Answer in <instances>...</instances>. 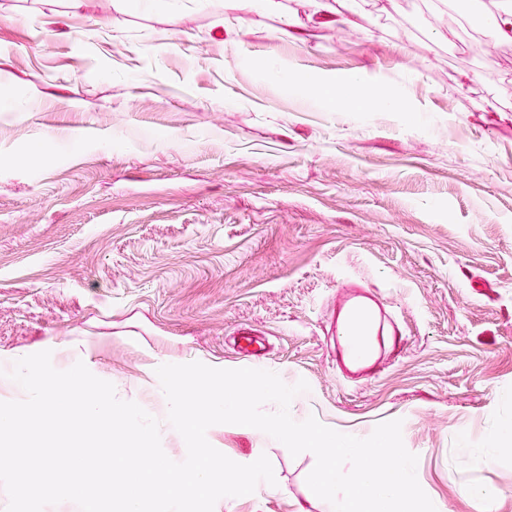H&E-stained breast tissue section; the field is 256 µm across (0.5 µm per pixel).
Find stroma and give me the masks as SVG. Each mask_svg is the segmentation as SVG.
Listing matches in <instances>:
<instances>
[{"mask_svg":"<svg viewBox=\"0 0 512 512\" xmlns=\"http://www.w3.org/2000/svg\"><path fill=\"white\" fill-rule=\"evenodd\" d=\"M330 2L350 24L311 0H0V367L83 362L160 421L163 364L303 379L302 417L402 420L444 512H512V45L453 0ZM347 278L401 330L371 378L336 369ZM207 439L279 488L214 512H323L313 453Z\"/></svg>","mask_w":512,"mask_h":512,"instance_id":"stroma-1","label":"stroma"}]
</instances>
